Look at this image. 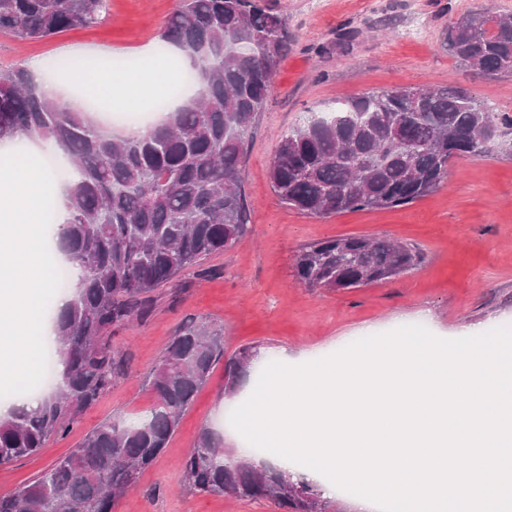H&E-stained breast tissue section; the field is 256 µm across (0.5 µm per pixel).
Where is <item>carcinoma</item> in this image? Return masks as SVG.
<instances>
[{"instance_id":"cac0c4a2","label":"carcinoma","mask_w":512,"mask_h":512,"mask_svg":"<svg viewBox=\"0 0 512 512\" xmlns=\"http://www.w3.org/2000/svg\"><path fill=\"white\" fill-rule=\"evenodd\" d=\"M105 0H0V34L45 39L98 22ZM186 52L196 92L138 138H123L46 98L28 69L0 77V142L28 138L67 151L71 221L55 247L67 257L70 300L53 317L58 390L31 411L0 417V464L30 456L67 431L122 373L112 326L146 318L151 293L237 243L247 231L244 156L257 115L288 52V22L257 0H180L160 46ZM461 65L512 76V15L461 16L444 36ZM512 115L453 87L400 88L341 101L286 131L270 167L275 194L309 215L403 207L438 189L454 158L487 156L512 142ZM422 261L384 237L311 243L295 256L309 288L352 290L399 276ZM253 357H224L222 334L184 325L145 383L152 403L132 425L105 423L28 485L0 494V512H113L168 448L181 417L224 361V393H236ZM187 488L267 498L283 512H326L312 486L272 465L224 459V441L201 431L181 463Z\"/></svg>"}]
</instances>
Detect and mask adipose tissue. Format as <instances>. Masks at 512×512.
I'll list each match as a JSON object with an SVG mask.
<instances>
[{
    "label": "adipose tissue",
    "instance_id": "ef3b65f1",
    "mask_svg": "<svg viewBox=\"0 0 512 512\" xmlns=\"http://www.w3.org/2000/svg\"><path fill=\"white\" fill-rule=\"evenodd\" d=\"M28 70L46 98L75 112L90 111L95 100L130 109L147 88L163 87L176 78L164 61L148 54L120 72L52 78L36 61ZM46 198L52 202L56 231H63L70 222L68 193L49 171L34 161L0 179V374L14 373L55 342L52 323L36 311L37 301L52 286V265L39 232Z\"/></svg>",
    "mask_w": 512,
    "mask_h": 512
}]
</instances>
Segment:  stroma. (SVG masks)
Segmentation results:
<instances>
[{
    "mask_svg": "<svg viewBox=\"0 0 512 512\" xmlns=\"http://www.w3.org/2000/svg\"><path fill=\"white\" fill-rule=\"evenodd\" d=\"M288 20V53L274 90L248 141L243 194L248 231L232 247L183 273L176 286L153 293L146 319L112 329V353L122 374L66 434L50 437L37 454L0 464V494L39 476L105 423L129 424L148 410L144 380L176 332L190 322L220 330L225 355L264 350L268 360L289 347L292 364L329 354L360 338L414 324L428 309L427 328L442 338L464 325L512 326V154L453 159L441 189L410 205L352 210L315 217L282 202L269 168L282 134L313 112L370 91L457 85L491 107L512 113V77L483 76L460 66L443 37L463 14H512V0H261ZM179 0H111L98 24L40 41L0 35V76L15 64L57 57L139 60L158 48L159 35ZM357 31L347 45L340 32ZM385 236L418 248L423 263L395 278L353 290L308 288L294 272L296 253L327 238ZM249 367L242 391L224 396V366L181 418L164 454L137 485L117 499L114 512H281L268 499H235L190 491L181 461L202 429L224 447L256 458L229 424L230 412L254 387Z\"/></svg>",
    "mask_w": 512,
    "mask_h": 512,
    "instance_id": "1",
    "label": "stroma"
}]
</instances>
